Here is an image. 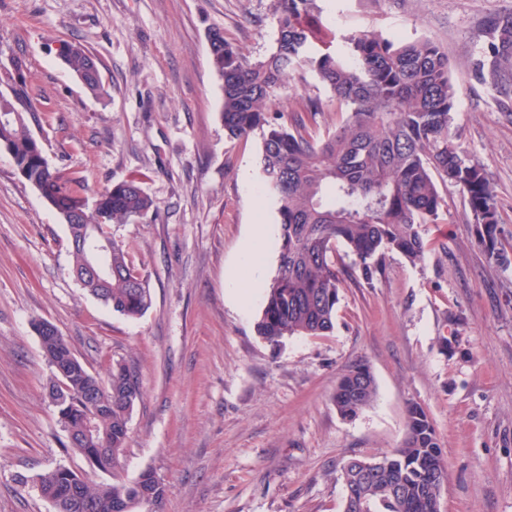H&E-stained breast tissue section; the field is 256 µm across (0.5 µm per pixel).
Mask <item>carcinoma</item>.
Listing matches in <instances>:
<instances>
[{"instance_id":"carcinoma-1","label":"carcinoma","mask_w":512,"mask_h":512,"mask_svg":"<svg viewBox=\"0 0 512 512\" xmlns=\"http://www.w3.org/2000/svg\"><path fill=\"white\" fill-rule=\"evenodd\" d=\"M276 37L263 57L245 58L219 29L209 30L211 65L222 84L224 131L231 139H261L259 181L276 201L279 252L259 320L258 335L278 345L293 336L333 332L339 292L357 267L365 279L379 272L388 253L420 262L431 246L423 227L436 223L446 207L438 182L460 190L466 200L474 241L489 258L509 263L508 246L499 240V204L482 165L471 159L451 132L456 96L448 55L429 38L401 42L378 31L337 34L322 27L318 0H273ZM484 42L472 62L474 77L501 93L512 81V12L492 17L483 27ZM59 55L69 69L97 94L102 90L100 62L76 43H63ZM306 71L330 92V104L299 97L291 118L272 111L286 77ZM10 92H0V150L11 156L22 179L41 192L64 224L69 239L81 234L71 210L83 208L98 236L112 242L104 262L112 277L104 284L81 278L80 287L128 318L151 305L148 278L126 247L112 240L114 224L143 218L157 210L136 180L100 190L93 203L85 182L50 168L34 140L28 120H37L25 71L7 76ZM333 110L343 115L336 127L318 133L307 117ZM351 263H346V259ZM48 352L70 353L60 336L38 333ZM73 371L58 386V373L46 383L48 397H64L57 407L66 432L64 448L109 475L93 484L74 471L53 468L36 478L40 495L54 512H116L138 502L154 512L166 496L151 470L132 480L116 474L129 439V418L142 397L136 370L118 362L100 387L91 389L88 368L72 357ZM377 395L375 377L364 362H354L336 384L333 401L344 417H354ZM401 445L382 455L387 467L357 484L343 512H361L364 500L373 512H441L443 453L435 428L422 406L406 411Z\"/></svg>"}]
</instances>
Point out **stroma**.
<instances>
[{
	"label": "stroma",
	"instance_id": "35a3bbf8",
	"mask_svg": "<svg viewBox=\"0 0 512 512\" xmlns=\"http://www.w3.org/2000/svg\"><path fill=\"white\" fill-rule=\"evenodd\" d=\"M325 26L427 36L447 53L458 143L497 194L512 245V119L470 64L482 25L512 0H319ZM221 29L248 58L267 54L271 0H0V69L28 68L39 109L31 130L50 166L85 177L87 198L138 179L158 213L112 227L147 276L152 305L129 319L71 273L68 229L0 151V512H53L31 480L67 466L102 481L65 433L45 384L51 368L33 324H54L97 377L135 367L120 475L153 470L161 512H342L340 466L398 447L409 404L428 413L444 452L442 512H512V265L474 243L458 188L426 225L422 261L387 254L373 280L354 272L327 336L272 346L262 301L238 300L228 276L255 225L277 226L257 175L259 136L229 139L206 34ZM100 61L88 92L61 43ZM365 361L374 403L352 418L333 402L348 366Z\"/></svg>",
	"mask_w": 512,
	"mask_h": 512
}]
</instances>
